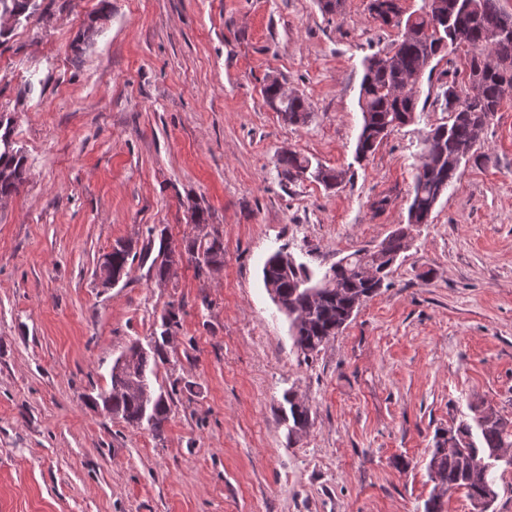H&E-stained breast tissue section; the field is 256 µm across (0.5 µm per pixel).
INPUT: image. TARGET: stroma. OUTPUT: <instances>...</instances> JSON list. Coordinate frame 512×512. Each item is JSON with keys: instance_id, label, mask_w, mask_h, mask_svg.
Instances as JSON below:
<instances>
[{"instance_id": "stroma-1", "label": "stroma", "mask_w": 512, "mask_h": 512, "mask_svg": "<svg viewBox=\"0 0 512 512\" xmlns=\"http://www.w3.org/2000/svg\"><path fill=\"white\" fill-rule=\"evenodd\" d=\"M369 0H37L0 43V118L26 156L0 203V512H424L438 432L476 410L512 422V95L435 206L408 225L423 141L448 115L442 71L413 122L365 162L362 63L399 30ZM278 80L312 117L286 123ZM345 171L329 189L282 179L279 153ZM224 240L220 271L184 262L166 282L133 262L112 288L98 264L115 240ZM385 286L312 362L262 283L286 249L315 271L400 226ZM181 327L154 387L175 389L162 432L91 399L112 364ZM309 408L291 431L286 391ZM280 86L277 80H273L266 85L264 96L267 102L281 114L283 120L288 124H306L305 117L311 114L309 104L299 95L288 97L286 101L283 100L279 93Z\"/></svg>"}]
</instances>
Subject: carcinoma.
<instances>
[{"label": "carcinoma", "mask_w": 512, "mask_h": 512, "mask_svg": "<svg viewBox=\"0 0 512 512\" xmlns=\"http://www.w3.org/2000/svg\"><path fill=\"white\" fill-rule=\"evenodd\" d=\"M465 0H424V6L404 14L402 0H370L368 11L382 25L404 26L410 37L404 36L390 51L392 62L382 63L375 53L364 61V74L359 90V107L363 123L357 138L355 153L358 160L373 154L388 133L414 120L418 108L417 97L398 98L394 92L406 83H420L432 61L448 55V46L455 45L454 36L467 44L466 74L477 75L480 87L477 94L468 96L458 89L456 79L442 83V92L436 102L448 113V122L432 129L426 136L428 154L437 150L445 153L438 164L434 159L421 157L413 176V189L407 217L415 223L429 222L433 209L448 187L457 179L459 163L472 155L480 143L483 130L504 97L512 93V69L497 70L491 64L498 61L512 65V34L491 42L485 32L491 27L512 28V15L504 12L499 0H478L479 12L465 10ZM35 8V0H0V16L12 13L21 18ZM451 14L452 21L440 27V34L425 35L441 15ZM280 83L271 81L264 88L267 102L291 125H303L310 115V106L304 98L294 95L283 100ZM25 156L21 151L0 149V197H9L18 191L24 180ZM277 167L286 178L307 174L332 187L342 184L346 172L313 166L312 161L296 152L277 158ZM168 236L167 228L150 229L148 246L140 253L132 252L125 243L112 251V267L127 269L129 260L139 258L151 261L149 273L156 281L169 278L163 258ZM406 234L397 230L380 243V250H357L334 264L315 279L308 269L296 263L290 255L277 251L265 262L263 283L276 287L283 306L288 310L291 338L297 353L308 361L331 339L345 323L348 302L353 294H375L384 284L390 268L405 247ZM157 254H152V251ZM187 260L195 263L197 275L210 273L224 266V240L217 234L194 237L184 247ZM180 328L179 310L169 311L163 330L154 341L143 347L133 344L122 364H113L109 404L112 415L132 426L147 425L161 431L170 413V402L176 386L170 390H156L150 380L158 364L167 359L166 337ZM288 419L291 429L302 431L309 424V409L295 395L288 394ZM512 449V428L506 421L488 420V412L481 411L472 420H461L450 427L436 442L428 464V472L438 493L425 504V512H442L441 498L450 490H462L471 501L475 512H490L496 498L495 470L486 464L495 452Z\"/></svg>", "instance_id": "obj_1"}]
</instances>
